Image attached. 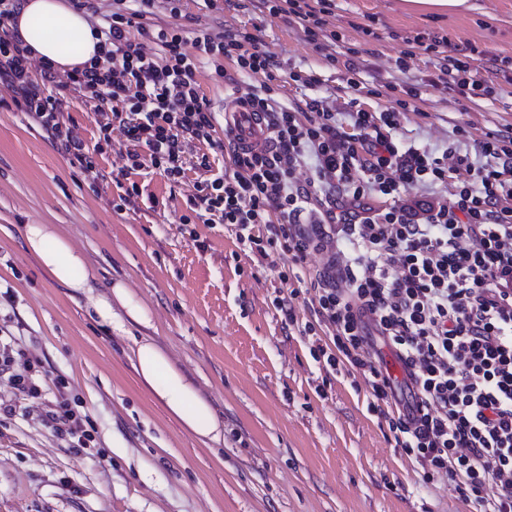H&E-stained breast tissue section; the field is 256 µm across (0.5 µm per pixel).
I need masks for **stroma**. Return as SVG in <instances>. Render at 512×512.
I'll return each mask as SVG.
<instances>
[{
  "instance_id": "35a3bbf8",
  "label": "stroma",
  "mask_w": 512,
  "mask_h": 512,
  "mask_svg": "<svg viewBox=\"0 0 512 512\" xmlns=\"http://www.w3.org/2000/svg\"><path fill=\"white\" fill-rule=\"evenodd\" d=\"M455 14H416L404 0H334L327 28L339 32V66H328L300 24L269 15L261 0H182L172 19L156 0L153 22L178 21L187 38L247 28L281 62L277 100L302 107L324 98L346 109L347 48L364 83L404 86L434 74L439 60L418 38L473 45L485 58H512V0H469ZM371 26L374 37L363 36ZM406 56L407 70L395 61ZM313 71L319 86L298 85L289 71ZM212 111L226 92H248L264 75L236 73L229 60L197 75ZM0 83V340L29 349V374L42 390L28 399L0 379V398L15 415L0 419V512H476L447 477L426 481L415 459L396 449L384 417L370 411L363 379L315 361L317 337L298 327L313 311L306 283L282 281L288 257L243 249L235 229L184 223L198 181L232 167L233 144L217 124L210 170L191 169L177 184L154 169L135 174V202L118 209L115 178L131 145L120 128L84 173L51 133L18 110ZM63 120L87 144L98 139V115L82 93L66 92ZM512 126V93L461 105L452 93L423 87L395 132L408 146L466 151L472 137ZM470 136V137H471ZM27 224H56L89 261L98 286L120 281L150 310L149 325L129 317L98 321L94 295L74 294L30 255ZM299 289L296 325L284 322L275 298ZM151 336L194 379L224 421V443L203 446L139 384L125 356L133 338ZM93 422V440L76 451L42 424L58 392Z\"/></svg>"
}]
</instances>
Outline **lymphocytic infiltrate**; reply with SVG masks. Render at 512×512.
Segmentation results:
<instances>
[{
	"mask_svg": "<svg viewBox=\"0 0 512 512\" xmlns=\"http://www.w3.org/2000/svg\"><path fill=\"white\" fill-rule=\"evenodd\" d=\"M116 4L95 28L102 60L68 74L104 118L98 144L88 146L63 127L64 101L53 93L57 71L47 61L32 65L30 48L6 28L20 0H0V81L12 88L15 106L49 131L82 171L93 170L94 153L103 152L117 125L132 146L121 175L148 165L177 183L188 165L210 167L208 155L193 153L196 144L212 143L217 121L196 79L200 58H229L239 73L264 74L265 84L245 101L260 114L268 147L234 151L232 172L197 182L194 206L234 226L250 251L288 253L282 281L296 277L310 249L325 251L310 298L314 318L303 327L324 336L313 358L334 371L359 372L369 410L381 411L395 391L368 352L372 334H379L413 373L422 404L413 425L401 411L387 415L397 448L420 463L425 478L446 475L479 512H512V128L474 140L481 165L471 154L403 146L393 132L420 87L407 86L375 112L367 101L381 97V87L364 85L351 66L344 77L345 119L311 97L305 106L313 117L305 121L275 100L269 80L280 64L255 35L205 33L190 54L175 23L181 0H167L173 18L167 25L147 21L155 0ZM264 5L271 15L298 18L315 43L331 0ZM148 41L157 52H146ZM477 53L472 46L449 57L429 86L470 102L498 96V82L474 65ZM303 167L310 176L302 185L296 172ZM452 178V204L411 195ZM30 367L24 349L0 343V375L36 399ZM42 422L68 436L72 447H85L86 420L64 402Z\"/></svg>",
	"mask_w": 512,
	"mask_h": 512,
	"instance_id": "f902f5d3",
	"label": "lymphocytic infiltrate"
}]
</instances>
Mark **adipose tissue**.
I'll use <instances>...</instances> for the list:
<instances>
[{
  "instance_id": "ef3b65f1",
  "label": "adipose tissue",
  "mask_w": 512,
  "mask_h": 512,
  "mask_svg": "<svg viewBox=\"0 0 512 512\" xmlns=\"http://www.w3.org/2000/svg\"><path fill=\"white\" fill-rule=\"evenodd\" d=\"M8 27L20 35L33 56L51 62L62 72L81 67L100 55L88 15L75 10L68 0H21V9ZM24 238L28 252L53 280L76 292L93 288L94 278L85 255L70 244L58 225H25ZM117 305L136 323L149 324L148 308L121 282L100 295L93 310L102 323L108 324ZM127 358L140 383L185 431L207 446L223 444V420L196 382L169 359L152 337L134 339Z\"/></svg>"
}]
</instances>
